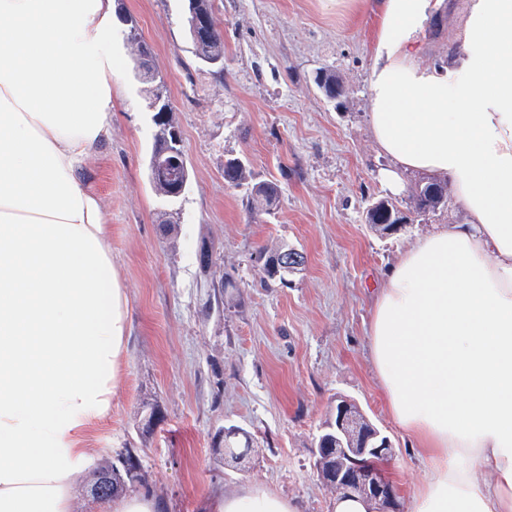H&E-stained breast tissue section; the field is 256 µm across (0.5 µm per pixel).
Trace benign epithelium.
<instances>
[{"label":"benign epithelium","instance_id":"1","mask_svg":"<svg viewBox=\"0 0 512 512\" xmlns=\"http://www.w3.org/2000/svg\"><path fill=\"white\" fill-rule=\"evenodd\" d=\"M183 152L176 135H163L154 168L166 171L182 166ZM265 265L289 274L302 267L305 257L295 248H288L270 260L263 256ZM393 453L390 438L350 400L336 398L335 419L325 424V432L316 442L314 467L329 489L339 494H357L374 505L373 512H400L399 500L393 484L383 474L373 471ZM114 479L108 472H98L92 491L100 499L107 494Z\"/></svg>","mask_w":512,"mask_h":512}]
</instances>
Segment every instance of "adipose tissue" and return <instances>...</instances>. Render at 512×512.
<instances>
[{
	"mask_svg": "<svg viewBox=\"0 0 512 512\" xmlns=\"http://www.w3.org/2000/svg\"><path fill=\"white\" fill-rule=\"evenodd\" d=\"M373 137L448 177L465 217L416 238L375 293L367 341L425 462L410 512H512V0H471L446 62H418L445 0H369ZM115 0H0V512H73L87 431L130 337L107 217L81 180L112 137ZM491 473L479 482L477 472ZM207 512H301L250 485Z\"/></svg>",
	"mask_w": 512,
	"mask_h": 512,
	"instance_id": "obj_1",
	"label": "adipose tissue"
}]
</instances>
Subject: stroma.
<instances>
[{
  "mask_svg": "<svg viewBox=\"0 0 512 512\" xmlns=\"http://www.w3.org/2000/svg\"><path fill=\"white\" fill-rule=\"evenodd\" d=\"M116 4L150 49L190 182L169 203L149 181L153 112L132 75L137 44L117 32L112 137L81 178L108 214L131 331L112 412L85 440L94 450L89 468L133 450L144 489L163 512H202L212 493L234 495L250 483L297 500L302 512H333L336 494L319 480L313 452L341 395L390 437L394 454L384 472L408 504L409 487L426 469L390 416L373 370L368 290L415 237L461 222L463 211L452 197L436 215L410 213L407 190L422 177L415 170L402 172L403 193L380 185L390 160L369 123V8L211 0L224 35V68L217 71L191 52L184 0ZM467 6L446 0L421 36V64L447 60ZM319 69L340 77L343 97L322 94L313 82ZM234 157L250 172L240 187L224 180V163ZM267 180L279 186V205L256 222L248 187ZM382 198L408 213L388 235L366 222L368 205ZM282 244L304 252L307 263L287 284L264 286L256 257ZM204 246L213 256L207 271L197 261ZM149 407L162 420L146 433L138 421ZM230 425L252 443L235 462L213 446Z\"/></svg>",
  "mask_w": 512,
  "mask_h": 512,
  "instance_id": "35a3bbf8",
  "label": "stroma"
}]
</instances>
